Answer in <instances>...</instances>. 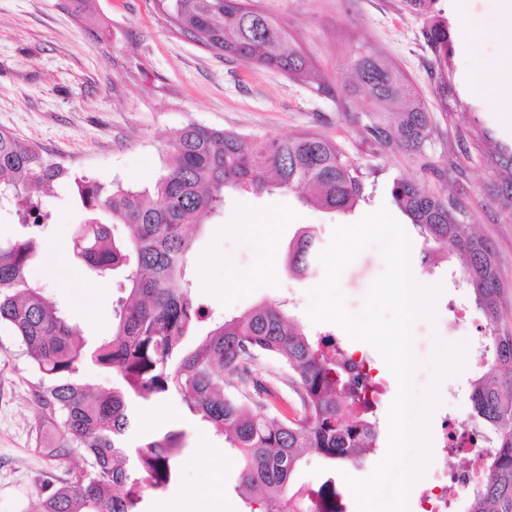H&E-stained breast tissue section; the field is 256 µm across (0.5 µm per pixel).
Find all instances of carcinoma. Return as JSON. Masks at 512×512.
I'll return each instance as SVG.
<instances>
[{
    "instance_id": "obj_1",
    "label": "carcinoma",
    "mask_w": 512,
    "mask_h": 512,
    "mask_svg": "<svg viewBox=\"0 0 512 512\" xmlns=\"http://www.w3.org/2000/svg\"><path fill=\"white\" fill-rule=\"evenodd\" d=\"M160 2L179 35L283 73L318 96L333 94L253 0ZM423 37L437 65L449 66L447 23L430 21ZM339 91L345 101L366 102L362 111L338 116L373 154L417 162L441 183L443 169L426 153L435 118L399 67L361 48ZM486 160L496 174L492 196L511 203L512 144ZM365 177L356 158L315 132L257 137L190 123L171 134L165 172L153 187L136 190L74 175L0 128V198L17 227L0 237V323L14 331L34 377L30 391L46 455L60 460L80 453L87 460L71 478L40 488L39 512H143L146 493L174 479L185 432L132 447L135 410L173 392L188 395L190 412L236 450L242 488L257 512H318L321 502L344 498L327 480L304 501L289 494V482L306 451L355 462L376 447L373 404L356 406L362 377L337 367L342 349L332 337L313 340L272 302L204 326L210 316L195 302L187 276L188 230L223 210L230 191L289 192L305 205L350 213L365 199ZM58 181L73 182L86 215L74 230V257L94 277L121 278L125 292L113 308L112 335L93 346L29 278L51 221L34 192ZM391 195L418 235L437 245L421 262L460 255L463 280L486 316V360L471 394L484 445L472 457L480 480L467 512H512V324L502 315L497 253L487 238L468 231L471 213L457 196L404 176L393 180ZM319 253V231L301 230L288 249V271L314 272ZM89 362L112 375V386L87 391L80 372ZM283 386L295 414L279 419L269 411ZM131 451L134 463L126 468L122 461Z\"/></svg>"
}]
</instances>
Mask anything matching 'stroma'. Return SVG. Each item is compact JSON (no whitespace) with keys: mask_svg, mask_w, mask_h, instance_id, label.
I'll use <instances>...</instances> for the list:
<instances>
[{"mask_svg":"<svg viewBox=\"0 0 512 512\" xmlns=\"http://www.w3.org/2000/svg\"><path fill=\"white\" fill-rule=\"evenodd\" d=\"M259 6L287 31L291 42L332 84L346 77V60L364 46L399 66L433 112L437 131L427 152L445 166L443 186L471 207L474 230L494 244L501 265L504 297L512 306V223L505 205L489 202L484 192L495 180L485 156L487 144L471 148L475 121H482L500 141L512 142V122L495 101L474 84L479 67L492 66L503 80L512 79V49L497 34V0H435L434 14L450 24L451 67L440 70L425 43L424 16L405 0H258ZM453 84L458 105L446 115L439 93L442 80ZM337 102L315 95L286 75L230 62L175 34L154 0H88L82 15L64 9L62 0H0V128L25 145L48 152L71 172L104 184L142 190L165 170L166 143L177 129L196 123L254 136H289L313 131L340 142L368 174V200L355 211L338 214L303 205L283 194L227 195L224 211L194 230L189 266L192 293L213 317L237 316L266 302L285 303L290 317L308 333L332 334L343 350H359L377 368L384 386L376 397L379 421L376 448L354 463H334L307 452L293 486L315 488L326 479L345 486L347 477L364 478L383 458L388 444L387 413L398 383L377 351L351 339L333 323L313 324L307 315V292L319 284L324 268L309 277L288 275L285 257L290 242L306 226L316 227L322 245L333 230L366 214L387 208L410 242V267L424 286H441L434 319L412 325L415 393L436 387L439 404L430 417L431 459L409 493L416 503L432 485L444 483L460 458L446 446V428L470 431L474 411L471 379L478 373L475 340L486 319L474 294L461 281L462 259L452 254L428 265L419 255V237L391 196L394 178L423 180L418 167L401 157H378L350 125L337 122ZM470 155H462L463 147ZM55 219L30 279L49 300L62 303L69 320L85 337L100 340L111 333L112 309L120 295L115 283L100 285L73 261V232L81 216L74 186L55 184L41 195ZM272 224L269 234L257 232ZM385 270L378 247L363 250L341 275L339 287L348 312H359L373 283ZM252 272L245 285L234 278ZM467 346L464 369L436 379L431 362L437 343ZM31 373L12 330L0 325V512H34L42 484L67 479L83 456L53 462L36 443L38 409L30 397ZM137 437L149 440L171 430L186 433L178 458V476L166 490L149 493L146 512L164 503L184 512H250L239 490L237 454L203 422L192 416L183 395L143 403L136 411ZM220 474L224 497L204 498L199 490Z\"/></svg>","mask_w":512,"mask_h":512,"instance_id":"stroma-1","label":"stroma"}]
</instances>
